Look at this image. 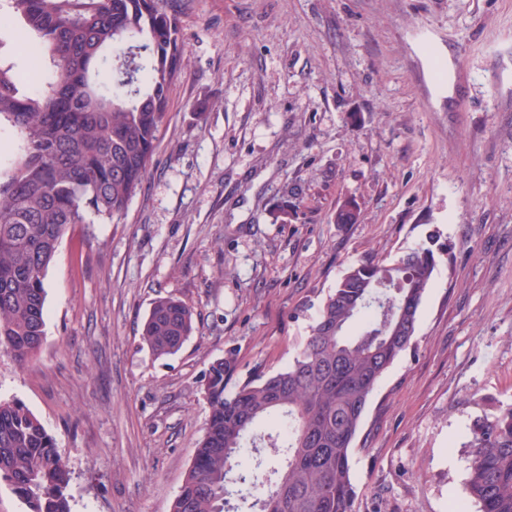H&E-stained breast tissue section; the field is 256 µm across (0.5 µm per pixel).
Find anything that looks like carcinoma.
I'll use <instances>...</instances> for the list:
<instances>
[{"label":"carcinoma","instance_id":"obj_1","mask_svg":"<svg viewBox=\"0 0 512 512\" xmlns=\"http://www.w3.org/2000/svg\"><path fill=\"white\" fill-rule=\"evenodd\" d=\"M0 15V351L24 364L45 335V278L75 224L111 221L142 187L172 80L180 25L160 0H9ZM32 36L20 68L1 55ZM359 210L344 200L336 224ZM439 256L426 244L391 262L358 261L320 305L284 369L227 390L234 363L204 377L209 417L170 512H354V441L379 381L408 348ZM196 331L193 311L157 298L142 338L157 356ZM471 460L453 512H512V406L470 428ZM0 479L28 512H70L55 439L21 401H0ZM236 503H231V499Z\"/></svg>","mask_w":512,"mask_h":512}]
</instances>
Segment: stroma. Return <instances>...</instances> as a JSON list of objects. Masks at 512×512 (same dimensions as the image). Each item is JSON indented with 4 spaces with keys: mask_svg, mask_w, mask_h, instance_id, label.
Wrapping results in <instances>:
<instances>
[{
    "mask_svg": "<svg viewBox=\"0 0 512 512\" xmlns=\"http://www.w3.org/2000/svg\"><path fill=\"white\" fill-rule=\"evenodd\" d=\"M186 65L125 213L78 224L45 336L0 352L70 470L71 512H170L209 416L203 377L288 366L358 260L432 242L410 347L354 442L355 512H449L469 428L512 405V0H165ZM357 223L336 224L343 200ZM287 202L286 221L272 212ZM197 331L152 354L153 301Z\"/></svg>",
    "mask_w": 512,
    "mask_h": 512,
    "instance_id": "obj_1",
    "label": "stroma"
}]
</instances>
